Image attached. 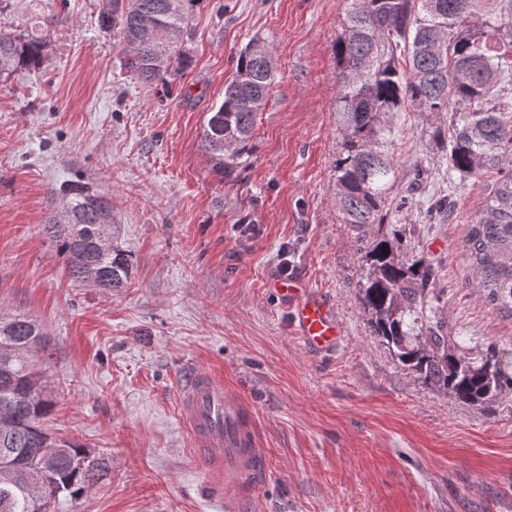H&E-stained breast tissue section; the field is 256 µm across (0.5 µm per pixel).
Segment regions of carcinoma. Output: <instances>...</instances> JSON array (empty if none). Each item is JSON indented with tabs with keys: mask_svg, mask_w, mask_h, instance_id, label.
I'll list each match as a JSON object with an SVG mask.
<instances>
[{
	"mask_svg": "<svg viewBox=\"0 0 512 512\" xmlns=\"http://www.w3.org/2000/svg\"><path fill=\"white\" fill-rule=\"evenodd\" d=\"M200 0H101L99 25L118 39L126 68L145 85L184 71V42ZM51 22L18 35L0 33V79L39 68ZM336 59V114L342 147L334 165L336 204L364 252L358 295L370 332L420 383L483 407L512 394V364L494 346L474 352L448 332L438 307L437 266L403 248L398 235L374 236L394 191L386 136L395 113L411 106L448 119L434 127L451 174L500 177L470 220L462 244L476 296L512 320V0H349ZM265 43L253 41L236 60L224 99L203 128L204 146L225 175L245 165L253 131L274 80ZM427 211L452 217L448 196ZM112 205L73 182L55 198L43 225L70 281L112 292L133 273L112 243ZM389 247L384 253L383 246ZM47 334L25 313L0 311V512H55L108 480L111 462L71 443L54 444L44 426L56 401L48 391Z\"/></svg>",
	"mask_w": 512,
	"mask_h": 512,
	"instance_id": "cac0c4a2",
	"label": "carcinoma"
}]
</instances>
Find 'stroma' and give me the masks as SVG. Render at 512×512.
I'll use <instances>...</instances> for the list:
<instances>
[{
    "instance_id": "1",
    "label": "stroma",
    "mask_w": 512,
    "mask_h": 512,
    "mask_svg": "<svg viewBox=\"0 0 512 512\" xmlns=\"http://www.w3.org/2000/svg\"><path fill=\"white\" fill-rule=\"evenodd\" d=\"M100 0H0V31L51 20L41 68L0 82V307L42 324L54 356L58 439L112 456L103 487L59 512H512V395L477 408L424 388L371 336L358 300L362 264L336 207V64L344 0H202L192 64L152 87L122 67L97 22ZM276 65L256 151L222 177L202 143L239 52L254 38ZM406 108L387 137L397 184L428 171L389 229L440 270V309L465 346L496 342L512 360V322L481 304L462 254L468 222L496 178L448 189L429 137ZM79 181L112 200L113 241L134 261L127 287H76L42 225L51 190ZM452 193V220L426 222ZM257 224L250 236L236 230ZM336 302L342 339L306 352L269 283L281 259ZM240 400L270 472L239 494L200 467L178 416L189 370Z\"/></svg>"
}]
</instances>
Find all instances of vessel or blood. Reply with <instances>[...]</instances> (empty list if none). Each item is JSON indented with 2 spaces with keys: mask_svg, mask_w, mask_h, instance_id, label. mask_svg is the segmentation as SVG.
<instances>
[{
  "mask_svg": "<svg viewBox=\"0 0 512 512\" xmlns=\"http://www.w3.org/2000/svg\"><path fill=\"white\" fill-rule=\"evenodd\" d=\"M271 286L284 301L300 343L316 354L333 351L341 337L333 300L301 279H276ZM179 404L197 447L222 464L225 479L240 489H254L267 475L268 465L240 401L225 395L221 380L197 372L182 386Z\"/></svg>",
  "mask_w": 512,
  "mask_h": 512,
  "instance_id": "b4317fda",
  "label": "vessel or blood"
}]
</instances>
